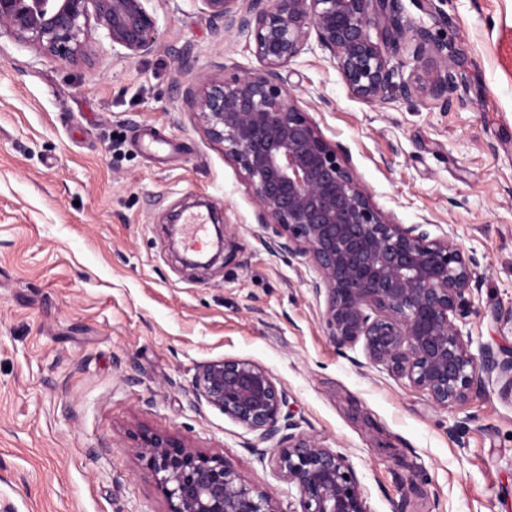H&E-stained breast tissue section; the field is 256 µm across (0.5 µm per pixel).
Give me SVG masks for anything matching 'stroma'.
I'll return each mask as SVG.
<instances>
[{"mask_svg": "<svg viewBox=\"0 0 512 512\" xmlns=\"http://www.w3.org/2000/svg\"><path fill=\"white\" fill-rule=\"evenodd\" d=\"M405 14L455 45L448 107L357 98L321 51L281 71L298 104L398 224L452 237L478 282L458 325L512 354V0H420ZM151 52L102 31L62 64L0 33V502L9 512H166L132 450L160 429L275 497L263 442L206 402L198 365L237 357L289 393L301 432L343 453L370 512H512V395L482 381L446 410L336 346L308 258L273 251L241 173L184 102L196 76L259 63L201 0H148ZM205 199L225 260L189 269L169 216Z\"/></svg>", "mask_w": 512, "mask_h": 512, "instance_id": "1", "label": "stroma"}]
</instances>
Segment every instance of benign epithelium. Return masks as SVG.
Here are the masks:
<instances>
[{
	"label": "benign epithelium",
	"instance_id": "7a95c632",
	"mask_svg": "<svg viewBox=\"0 0 512 512\" xmlns=\"http://www.w3.org/2000/svg\"><path fill=\"white\" fill-rule=\"evenodd\" d=\"M147 0H0V29L62 63L87 57L95 28L112 48L136 58L151 51L157 18ZM224 32L246 36L260 64L204 75L187 101L207 137L224 144L255 199L257 222L278 250L310 259L316 295L335 344H362L368 362L406 377L446 409L468 401L479 374L505 380L512 358L489 346L475 356L455 324L476 273L453 238L429 239L420 224L392 222L359 183L349 162L322 135L281 80L309 50L311 34L349 91L386 103L418 96L448 107L457 51L404 15L402 0H200ZM414 45L411 74L390 58ZM196 401H205L263 441L259 461L275 455L276 473L297 492L298 512H369L352 466L340 452L296 432L284 411L288 391L267 369L224 357L198 366ZM134 451L167 500L168 512H283L224 458L163 431L143 430Z\"/></svg>",
	"mask_w": 512,
	"mask_h": 512
}]
</instances>
